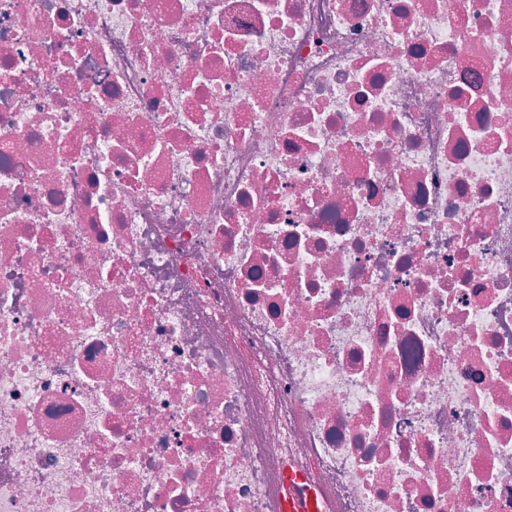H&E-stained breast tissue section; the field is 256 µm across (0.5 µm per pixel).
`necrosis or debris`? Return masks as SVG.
<instances>
[{
  "instance_id": "1",
  "label": "necrosis or debris",
  "mask_w": 512,
  "mask_h": 512,
  "mask_svg": "<svg viewBox=\"0 0 512 512\" xmlns=\"http://www.w3.org/2000/svg\"><path fill=\"white\" fill-rule=\"evenodd\" d=\"M512 512V0H0V512ZM287 490L281 497L280 512H329L330 505L310 475L288 464L281 472Z\"/></svg>"
}]
</instances>
